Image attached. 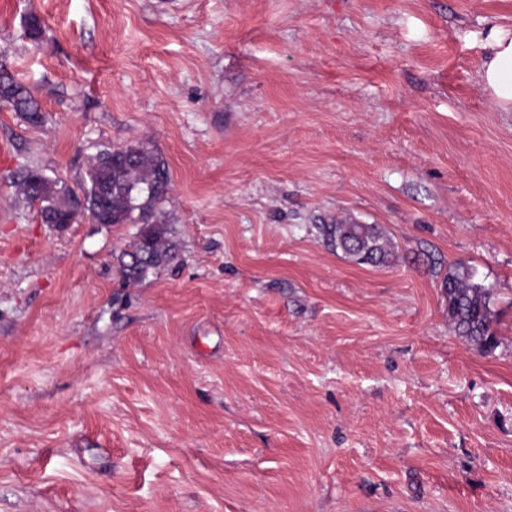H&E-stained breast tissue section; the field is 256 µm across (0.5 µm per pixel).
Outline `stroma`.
Wrapping results in <instances>:
<instances>
[{
	"label": "stroma",
	"instance_id": "35a3bbf8",
	"mask_svg": "<svg viewBox=\"0 0 512 512\" xmlns=\"http://www.w3.org/2000/svg\"><path fill=\"white\" fill-rule=\"evenodd\" d=\"M495 26L512 0H0L44 116L0 107V512H512ZM125 145L166 162L179 244L130 286L136 225L45 223L13 183ZM341 221L392 262L327 249ZM457 264L492 352L448 323ZM325 246L357 265L383 266L393 253V245L378 224H320L316 227ZM475 271L463 264L448 270L442 283L448 322L456 335L481 353L497 347L493 331L494 291L475 281Z\"/></svg>",
	"mask_w": 512,
	"mask_h": 512
}]
</instances>
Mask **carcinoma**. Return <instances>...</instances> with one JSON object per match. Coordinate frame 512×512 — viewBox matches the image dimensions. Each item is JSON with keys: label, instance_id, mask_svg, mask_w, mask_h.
<instances>
[{"label": "carcinoma", "instance_id": "1", "mask_svg": "<svg viewBox=\"0 0 512 512\" xmlns=\"http://www.w3.org/2000/svg\"><path fill=\"white\" fill-rule=\"evenodd\" d=\"M0 105L32 124L43 121L31 89L16 81L2 62ZM14 183L21 200L38 206L47 224H58L79 210L97 224L137 225L133 239L117 257L119 274L127 283L144 282L178 257L172 229L162 211L170 190L168 167L148 148L130 145L99 151L78 192L34 167L19 170ZM316 228L328 249L357 265L383 266L393 253L391 240L378 224H318ZM475 277L472 268L455 265L443 280V297L456 335L477 351L489 353L497 347L494 291Z\"/></svg>", "mask_w": 512, "mask_h": 512}]
</instances>
